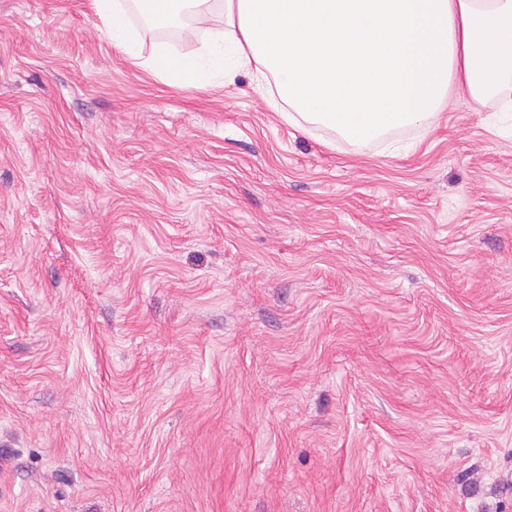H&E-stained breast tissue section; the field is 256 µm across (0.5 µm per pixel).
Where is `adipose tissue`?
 <instances>
[{
	"mask_svg": "<svg viewBox=\"0 0 512 512\" xmlns=\"http://www.w3.org/2000/svg\"><path fill=\"white\" fill-rule=\"evenodd\" d=\"M124 60L170 85L251 76L288 124L352 146L428 127L449 89L512 106V0H92ZM153 29L189 17L193 54L144 50Z\"/></svg>",
	"mask_w": 512,
	"mask_h": 512,
	"instance_id": "ef3b65f1",
	"label": "adipose tissue"
}]
</instances>
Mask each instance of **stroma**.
<instances>
[{
    "label": "stroma",
    "mask_w": 512,
    "mask_h": 512,
    "mask_svg": "<svg viewBox=\"0 0 512 512\" xmlns=\"http://www.w3.org/2000/svg\"><path fill=\"white\" fill-rule=\"evenodd\" d=\"M328 139L0 0V512H512V122Z\"/></svg>",
    "instance_id": "35a3bbf8"
}]
</instances>
